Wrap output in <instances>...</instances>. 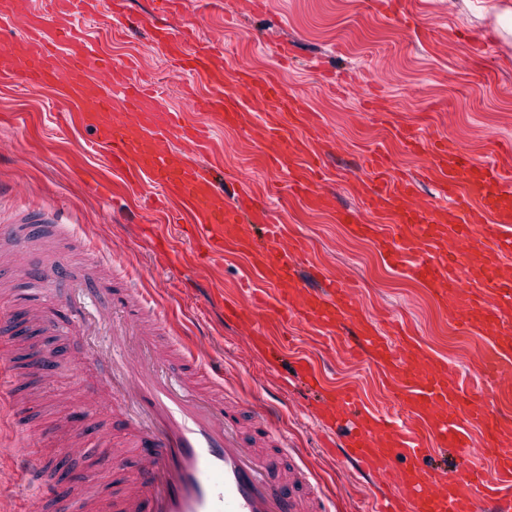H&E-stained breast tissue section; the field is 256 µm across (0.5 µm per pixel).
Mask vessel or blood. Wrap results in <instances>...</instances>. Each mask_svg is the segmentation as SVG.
Masks as SVG:
<instances>
[{"instance_id": "vessel-or-blood-1", "label": "vessel or blood", "mask_w": 512, "mask_h": 512, "mask_svg": "<svg viewBox=\"0 0 512 512\" xmlns=\"http://www.w3.org/2000/svg\"><path fill=\"white\" fill-rule=\"evenodd\" d=\"M180 5L181 0H155L158 20L150 28L153 42L176 63L175 76L183 85L209 78L208 94L189 95L191 106L206 111L210 128L221 130L246 124L245 104L255 103L271 164L287 172L291 189L328 206L315 187L323 160L304 136L310 115L300 100L287 95L280 81L248 70L235 76L245 96L226 93L222 58L195 31L160 23V16ZM96 9V0H42L37 10L26 9L22 0H0V16L19 21L25 34L19 45L0 50V79L52 90L82 127L94 131L113 171L174 200L176 221L191 223L208 252L250 258L254 274L274 294L251 290L232 308L246 346L266 343L257 325L268 312L283 325L306 324L331 333L346 329L353 351L389 374L400 408L395 418L325 389L309 361L300 363L307 385L321 395L325 417L335 422L354 415L355 424L344 432L351 459L395 489V498L384 501L380 512H478L486 500L496 502V512H512V428L492 406L504 395L503 383L512 382V281L497 275L474 285L463 280L474 234H481L489 260L512 254V177L498 165L477 162L453 138L422 140L402 128L398 134L406 147L425 156L428 177L440 183L441 201L416 203L414 182L397 179L384 156L374 153L367 159L372 178L365 201L372 210L397 215V222L365 224L351 210L336 217L351 236L372 241L391 267L407 268L423 280L463 330L477 335L482 388L467 394L454 373L416 340L394 350L372 321L360 318L354 288L325 274L315 286L305 284L298 259L306 244L279 234L270 203L228 202L217 167L193 164L185 153L199 145L198 127L182 124L180 113L162 104L147 81L116 78L115 64L81 29ZM172 132L184 150L166 142ZM4 242L14 265L31 246L12 224L0 226ZM94 291L106 315L119 322L104 385L136 407L135 439L132 447L115 448L105 437L92 442L64 426L55 443L64 456L93 453L99 470L135 455L137 476L108 500L92 491L88 479L58 496L38 477L35 459L18 452L12 471L37 498L52 499L54 512H326L309 463L289 452L272 413L249 412L243 400L228 394L205 358L209 343L200 339L189 348L172 339L159 343L146 328L149 306L138 290L118 294L101 282ZM414 421L425 425L428 439L411 436ZM248 426L256 430L254 439L245 437ZM435 448L453 449L462 460L483 455L496 477L489 481L475 469L435 465Z\"/></svg>"}]
</instances>
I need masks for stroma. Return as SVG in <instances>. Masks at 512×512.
<instances>
[{"mask_svg":"<svg viewBox=\"0 0 512 512\" xmlns=\"http://www.w3.org/2000/svg\"><path fill=\"white\" fill-rule=\"evenodd\" d=\"M169 25L194 27L203 44L224 58V89L238 93L237 69L275 77L301 98L314 118L306 132L311 149H326V177L319 187L333 198L313 206L288 187L283 171L267 160L260 121L215 132L203 162L222 167L227 190L245 184L259 195L277 188L272 221L308 244V261L356 285L360 314L381 327L399 322L429 352L470 372L477 344L434 302L423 284L390 268L366 240L351 237L336 221L340 209L356 211L367 224H390V214L370 211L361 191L364 155L386 154L397 174L420 180V199L437 196L426 177L425 159L393 133L406 126L422 139L454 137L476 161L512 169V39L495 35L499 9L512 0H405L402 15L385 13L382 0H183ZM91 31L113 60H133L134 77H165L168 106L185 108V92L164 52L146 30L118 31L100 12ZM288 43L293 57L279 66L276 47ZM67 105L53 92L24 91L0 82V225L66 224L71 231L55 255L33 251L28 270H11L10 292L0 296L15 315L34 283L31 272L50 260L70 266L85 279L102 276L113 289L137 286L151 298L156 329L185 338L203 336L222 369L227 387L250 406L281 410V425L318 473L319 484L337 512H373L380 479L361 474L344 453L326 460L317 450L328 429L315 415L310 394L294 382L296 356H304L329 386L354 390L375 411L393 409L395 397L381 371L344 352L342 337L273 320L261 323L272 339L292 341V351L268 369L260 354L238 345L236 328L224 320V303L257 280L246 256L226 253L201 263L165 207L149 189L112 171L102 151L91 150L92 133L67 122ZM63 335L52 337L55 365L51 389L40 407L9 413L0 400V453L33 451L40 461L57 453L45 428L60 414L80 407L82 391L100 386L108 371L101 358L109 329L90 334L63 301L55 306Z\"/></svg>","mask_w":512,"mask_h":512,"instance_id":"35a3bbf8","label":"stroma"}]
</instances>
